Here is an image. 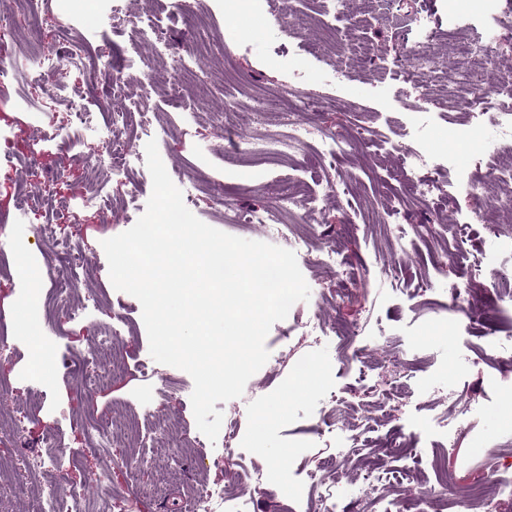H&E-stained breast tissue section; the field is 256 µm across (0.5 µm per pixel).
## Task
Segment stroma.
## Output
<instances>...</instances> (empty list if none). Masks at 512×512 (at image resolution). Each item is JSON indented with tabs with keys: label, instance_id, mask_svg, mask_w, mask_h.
<instances>
[{
	"label": "stroma",
	"instance_id": "35a3bbf8",
	"mask_svg": "<svg viewBox=\"0 0 512 512\" xmlns=\"http://www.w3.org/2000/svg\"><path fill=\"white\" fill-rule=\"evenodd\" d=\"M400 12L416 10L440 29L488 35L498 77L512 81V9L500 0H395ZM214 43L206 60L181 47L190 23L172 0H39L33 25L6 56L12 76L0 95V423L16 427L18 441L0 443V460L12 461L16 480L0 484V512H40L41 487L69 493L81 512H159L193 499L204 485L233 486L253 512H314L318 497L312 472L335 459L336 497L346 505L354 483L377 464L415 471L436 484L433 457L462 485H477L494 471L512 478V395H499L487 382L495 361L490 335L512 336V313L485 320L442 323L449 283L478 288L476 260L512 267V249L502 241L512 223L490 203L472 197L459 181L476 165L492 166L500 116L487 113L478 126L452 134L447 110L416 125L418 102L410 84L420 80L412 46L416 32L394 28L344 0L334 11L327 0H200L196 9ZM154 16L177 63L158 64L153 34L133 27ZM88 49L90 66L115 61L125 98L146 96L152 107L144 120L156 139L168 174L192 213L228 234L293 249L305 241L313 251L338 248L346 258L331 271L312 264L300 270L310 287L288 320L272 325L266 364L241 397L218 403L236 421L237 444L225 449L195 423L188 373L162 366L144 377L149 341L142 308L116 290L102 240L130 229L145 212L152 192L146 165L128 184L104 168L95 185L85 180L83 159L72 158L73 141L94 154L96 135L70 120L74 111L108 114L112 94L105 81L63 70L57 85L42 90L35 75L47 57L61 56L74 43ZM151 79H144L147 64ZM207 81L202 100H168L171 85L187 71ZM295 89L315 98L298 115L323 135L350 139L357 126L372 127L377 144L346 147L341 166L330 167L323 143L312 141L286 158L242 154L228 160L226 129H256L253 97ZM413 141L425 153L449 154L450 169L429 172L440 192L418 202L405 181L398 143ZM339 186L328 194V182ZM37 185L40 199L66 201L72 224L67 242L42 232L51 213L42 206L22 212L20 192ZM299 187L304 206L287 218L288 236L271 235L242 214L274 207L281 186ZM96 188L107 208L85 209L81 199ZM138 195H131V188ZM421 230L411 243L394 239L393 223ZM465 225L468 241L457 247L449 226ZM86 255L90 267L70 305L54 303L52 274L65 244ZM82 309L72 318L71 307ZM322 321L321 339H309L308 323ZM362 324L366 356L354 358L349 342L336 335L339 324ZM317 366L302 387L298 363ZM410 368L415 394L378 406L362 381L364 369ZM112 370L111 380L90 388L86 378ZM464 393L462 408L445 409L442 398ZM447 412L461 423L456 444L440 447L435 436L410 439L411 421ZM341 414L346 424L366 421L354 458L337 455L334 439L317 430L325 415ZM121 426L124 446L105 447L88 437L86 426ZM406 451L392 454L391 445ZM261 471L264 488L254 491L249 472Z\"/></svg>",
	"mask_w": 512,
	"mask_h": 512
}]
</instances>
